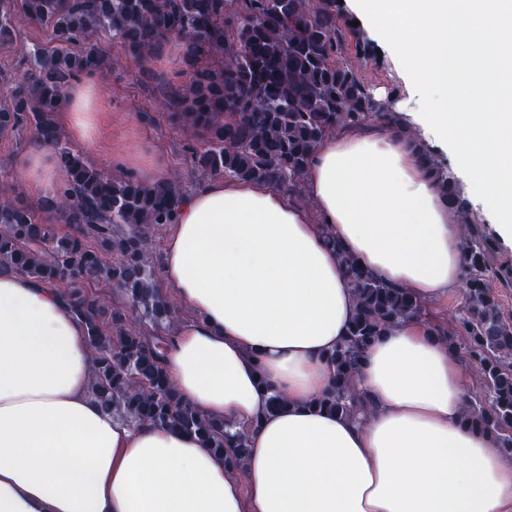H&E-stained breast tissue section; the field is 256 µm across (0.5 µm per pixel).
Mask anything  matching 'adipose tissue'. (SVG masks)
Wrapping results in <instances>:
<instances>
[{
	"instance_id": "ef3b65f1",
	"label": "adipose tissue",
	"mask_w": 512,
	"mask_h": 512,
	"mask_svg": "<svg viewBox=\"0 0 512 512\" xmlns=\"http://www.w3.org/2000/svg\"><path fill=\"white\" fill-rule=\"evenodd\" d=\"M347 2L406 83L396 112L444 149L512 244V0ZM100 108L77 81L60 121L83 139ZM16 174L38 194L58 180L40 143ZM303 196L204 183L183 199L161 257L191 312L163 368L203 415L246 429L239 477L194 434L104 412L63 289L0 271V512H512V460L463 423L468 380L427 323L406 321L366 351L367 418L313 406L355 312L326 235L426 303L447 297L464 264L459 228L405 128L325 138ZM274 392L282 409L270 407Z\"/></svg>"
}]
</instances>
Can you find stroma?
Listing matches in <instances>:
<instances>
[{
  "label": "stroma",
  "mask_w": 512,
  "mask_h": 512,
  "mask_svg": "<svg viewBox=\"0 0 512 512\" xmlns=\"http://www.w3.org/2000/svg\"><path fill=\"white\" fill-rule=\"evenodd\" d=\"M48 33L26 20H18L11 41H0V106L4 105L10 88L22 70L19 59L33 45L47 41ZM108 56L107 68L95 72L94 81L109 105L108 115L90 140L78 144L87 162L112 178L120 179L130 170V162L152 160L164 170L167 180L189 188L203 182V175L193 170L192 149L201 143V134L184 122L173 119L175 101L157 91L151 73H174L180 55L178 43L166 45L162 58L135 61L124 55L111 40L97 42ZM358 73L373 88L385 89L388 94L403 97L405 88L394 72L387 54L381 53L375 62L357 59L348 51ZM31 131L0 133V202L23 199L37 210L43 223L53 225L58 233H68L57 212L43 210L41 197L30 191L14 173L16 160L31 147Z\"/></svg>",
  "instance_id": "35a3bbf8"
}]
</instances>
